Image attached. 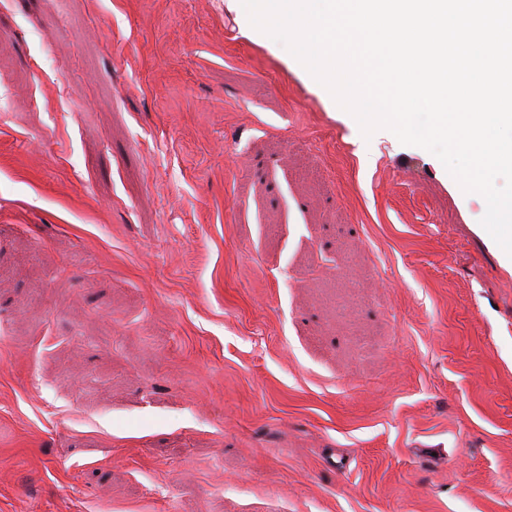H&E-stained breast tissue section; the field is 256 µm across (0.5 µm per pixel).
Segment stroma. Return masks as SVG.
Listing matches in <instances>:
<instances>
[{
  "instance_id": "obj_1",
  "label": "stroma",
  "mask_w": 512,
  "mask_h": 512,
  "mask_svg": "<svg viewBox=\"0 0 512 512\" xmlns=\"http://www.w3.org/2000/svg\"><path fill=\"white\" fill-rule=\"evenodd\" d=\"M228 0H0V512H512V264Z\"/></svg>"
}]
</instances>
